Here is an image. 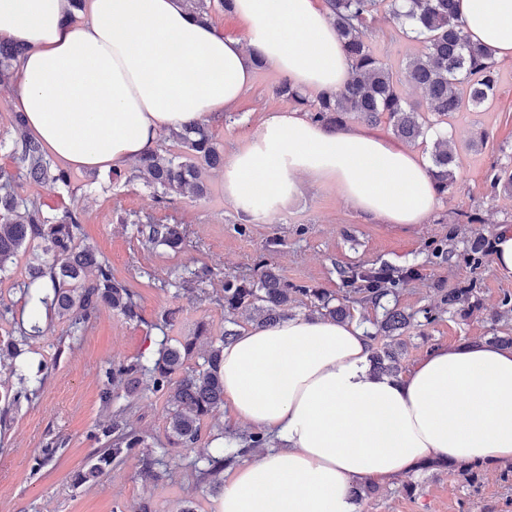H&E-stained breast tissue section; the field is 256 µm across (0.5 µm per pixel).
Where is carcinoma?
Wrapping results in <instances>:
<instances>
[{
    "label": "carcinoma",
    "mask_w": 512,
    "mask_h": 512,
    "mask_svg": "<svg viewBox=\"0 0 512 512\" xmlns=\"http://www.w3.org/2000/svg\"><path fill=\"white\" fill-rule=\"evenodd\" d=\"M190 12L204 23L211 24V0H185ZM330 18L343 43L351 76L346 85L332 92H322L312 98L284 80L276 94L293 101L307 112L309 118L325 126L342 127L351 118L369 124L388 123L399 139L416 142L427 136L429 127L417 108L399 94L397 85L404 80L421 88L428 101V111L439 118L455 112L482 107L494 94L496 62L482 46L470 40L463 30L457 12V0H328ZM387 6L392 21L403 34L422 44L421 52L410 58L402 75L394 76L371 49L366 40L368 29L375 22L380 5ZM24 49L0 40V85L14 77ZM12 151L17 154L14 171L0 168V281L11 277L16 258L31 253L25 278L17 283L25 300L45 307L47 313L68 322L69 338L79 339L92 326L100 312L108 309L129 321L140 318V295L126 281L112 275L111 263L97 248L82 238V215L76 208L62 207L47 213L36 201L23 196L18 187L30 182L54 189L70 186L68 171L60 168L50 157L45 144L32 136L23 116L15 112L9 132ZM165 139L185 149L181 157L167 150L147 154L136 162V177L153 189L158 207L167 208L177 196L188 194L202 197L206 185L201 178L205 166L217 168L224 157L205 124H194L180 130L168 131ZM456 156L453 142L444 137L436 139L431 153L430 174L441 198H448L456 184ZM490 187L512 193V171L495 164L488 175ZM134 233L147 242L165 246L174 253L186 248L188 232L183 224L164 223L151 213L135 215ZM457 235L448 230V237L428 245V258L440 263L452 262L459 255L474 270L485 265L489 250L479 232L466 240L462 252H457ZM342 288L334 295L318 288H307L284 280L271 264L261 260L252 277L226 275L220 280L221 292L210 296L203 287L213 280L210 270L202 267L190 270V278L178 274L161 287H184L191 282L189 292L195 299H215L224 307V321L229 326L217 336L207 338L204 349L197 347L206 332L200 325L198 333L171 343L163 336L154 357L139 356L132 361L107 364L103 369L104 388L100 393L106 418L96 427L95 438L104 441L97 449L95 462L77 473L75 481L84 483L102 474L112 461L135 453L140 456L143 472L161 478L171 474L164 448L148 442V436L129 427L123 410H112L120 398L114 387L140 383L147 379L152 391L165 397L168 406L169 444L192 448L202 440V423L224 405V344L239 335L235 326L238 316L245 312L248 320L261 326H272L288 318L289 306L310 300L309 314L314 317L345 321L351 317L350 305L370 304L381 309L380 317L366 331L370 340L389 338L401 344L399 337L409 330L430 325L440 312L468 314L480 307L477 283L466 288L441 293V307H422L407 313L389 300L396 297L400 287L417 279L420 268L379 266H336ZM50 328L39 324L30 330L19 331V338L10 339L0 348V360L13 365L21 389L16 398L30 395L36 389L24 384L30 378L16 364L25 353L29 336H45ZM373 369L378 374L397 376L402 370L397 349L389 346L372 355ZM244 448L207 449L189 463L192 475L199 483L208 482L213 489L223 486L224 469L238 463L250 451L269 444V437L251 432L241 438Z\"/></svg>",
    "instance_id": "obj_1"
}]
</instances>
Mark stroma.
Returning a JSON list of instances; mask_svg holds the SVG:
<instances>
[{
    "mask_svg": "<svg viewBox=\"0 0 512 512\" xmlns=\"http://www.w3.org/2000/svg\"><path fill=\"white\" fill-rule=\"evenodd\" d=\"M374 53L398 71L417 54L421 45L400 33L388 13H379L369 34ZM494 97L484 106L456 113L432 132L455 142L457 183L452 196L439 200L426 223L398 228L365 221L339 194L335 185H307L301 197L264 224H243L224 199V171H206L207 197L177 198L173 207L155 210L153 193L143 181H127L112 173L71 169L70 187L49 189L24 184L22 193L50 210L74 206L83 214L82 232L110 261L113 275L128 280L147 272L156 280L169 278L174 266L211 268L215 273L246 275L258 257L267 258L288 282L336 293L340 265L387 264L396 268L419 266L421 276L399 290L397 303L405 311L437 304L440 290L464 288L478 282L481 308L466 317L441 314L433 324L404 339L401 363L410 367L430 349L476 339L492 333L512 335V323L494 325L492 316L503 294H512V278L500 276L493 265L472 270L463 259L431 263L425 246L445 238L457 227L459 240L472 232L494 238L500 224L512 225V193L492 190L486 175L493 163L512 161V59L496 64ZM281 75L271 67L255 71L250 89L227 112L223 123L211 130L225 155L242 147L262 123L295 105L277 96ZM478 209L480 225L458 224L460 211ZM155 212L163 221L187 224L190 243L175 253L139 240L124 218L133 213ZM140 318L129 321L102 311L84 335L64 350L54 341L64 336L67 323L54 320L52 332L28 341L31 363L49 367L44 385L19 404L7 405L4 396L18 384L6 367H0V410L7 421L0 426V512H115L149 500L154 512H176L192 501L196 512H219V502L208 485L196 484L186 469L196 455L191 448H169L167 461L175 463L173 475L153 479L142 475L137 457L114 461L93 482L75 485L74 476L91 463L96 446L92 438L103 419L99 393L102 370L111 360H132L156 350L162 337L180 340L194 335L198 325L209 334L224 328V310L215 302H195L191 295L176 294L140 284ZM166 331H159V324ZM167 404L164 397L139 386L130 400L126 418L151 441L167 446ZM64 438L43 467L34 457L50 439ZM413 484L405 494L403 484ZM357 512H512V473L505 465L486 467L478 487H470L457 472L445 467L417 469L379 482L374 494L357 505Z\"/></svg>",
    "mask_w": 512,
    "mask_h": 512,
    "instance_id": "35a3bbf8",
    "label": "stroma"
}]
</instances>
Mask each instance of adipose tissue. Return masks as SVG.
Wrapping results in <instances>:
<instances>
[{
  "mask_svg": "<svg viewBox=\"0 0 512 512\" xmlns=\"http://www.w3.org/2000/svg\"><path fill=\"white\" fill-rule=\"evenodd\" d=\"M0 0V39L23 47L13 106L50 153L77 169L119 170L162 132L218 123L252 85V51L304 92L350 78L325 0H233L244 37L195 19L184 0ZM472 41L512 58V0H458ZM335 185L368 221L425 223L437 205L427 166L375 130L271 115L224 167V198L265 222L305 182ZM353 322L288 318L224 347L234 420L280 445L224 482L221 512H355L353 490L443 459L512 461V348L481 339L437 347L404 375L370 370Z\"/></svg>",
  "mask_w": 512,
  "mask_h": 512,
  "instance_id": "ef3b65f1",
  "label": "adipose tissue"
}]
</instances>
